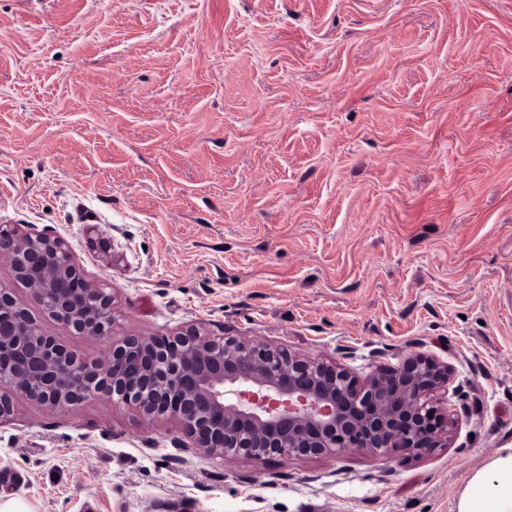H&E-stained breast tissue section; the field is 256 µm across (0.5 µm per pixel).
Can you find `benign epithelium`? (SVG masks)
Here are the masks:
<instances>
[{
	"instance_id": "benign-epithelium-1",
	"label": "benign epithelium",
	"mask_w": 512,
	"mask_h": 512,
	"mask_svg": "<svg viewBox=\"0 0 512 512\" xmlns=\"http://www.w3.org/2000/svg\"><path fill=\"white\" fill-rule=\"evenodd\" d=\"M0 260L69 333L106 341L102 359L85 361L0 286V423L13 416L17 396L50 410L106 398L174 420L211 456L253 461L347 449L425 457L452 437L453 415L433 405L452 369L428 356L361 383L333 361L196 328L116 338L112 294L81 273L63 242L1 233Z\"/></svg>"
}]
</instances>
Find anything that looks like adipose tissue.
Segmentation results:
<instances>
[{"instance_id": "adipose-tissue-1", "label": "adipose tissue", "mask_w": 512, "mask_h": 512, "mask_svg": "<svg viewBox=\"0 0 512 512\" xmlns=\"http://www.w3.org/2000/svg\"><path fill=\"white\" fill-rule=\"evenodd\" d=\"M451 512H512V445L469 470Z\"/></svg>"}]
</instances>
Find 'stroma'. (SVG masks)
I'll return each instance as SVG.
<instances>
[{
    "instance_id": "1",
    "label": "stroma",
    "mask_w": 512,
    "mask_h": 512,
    "mask_svg": "<svg viewBox=\"0 0 512 512\" xmlns=\"http://www.w3.org/2000/svg\"><path fill=\"white\" fill-rule=\"evenodd\" d=\"M63 241L117 336H214L367 378L423 353V458L272 464L108 399L0 424L33 512H450L512 444V0H0V230ZM42 330L72 336L0 261Z\"/></svg>"
}]
</instances>
